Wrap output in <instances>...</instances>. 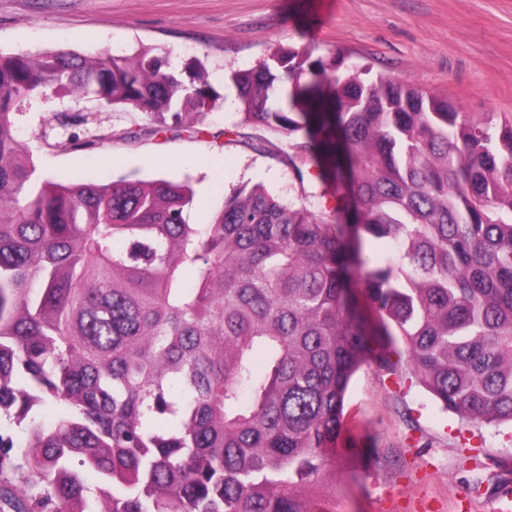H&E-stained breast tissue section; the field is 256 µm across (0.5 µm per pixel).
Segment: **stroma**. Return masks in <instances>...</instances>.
Masks as SVG:
<instances>
[{"mask_svg":"<svg viewBox=\"0 0 512 512\" xmlns=\"http://www.w3.org/2000/svg\"><path fill=\"white\" fill-rule=\"evenodd\" d=\"M279 46L339 51L465 111L512 113V0H0L5 54L149 48L178 66L201 62L221 100L191 129L125 142L148 115L50 90L13 114L37 175L185 180L194 224L246 182L323 207L288 167L287 140L241 123L236 109L231 73ZM78 113L86 124H62ZM75 137L83 148L70 147ZM345 414L363 448L337 456L336 479L319 492L326 512H497L494 491L512 477V426L459 421L416 383L370 363L351 379Z\"/></svg>","mask_w":512,"mask_h":512,"instance_id":"1","label":"stroma"}]
</instances>
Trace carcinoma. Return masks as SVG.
<instances>
[{
	"instance_id": "obj_1",
	"label": "carcinoma",
	"mask_w": 512,
	"mask_h": 512,
	"mask_svg": "<svg viewBox=\"0 0 512 512\" xmlns=\"http://www.w3.org/2000/svg\"><path fill=\"white\" fill-rule=\"evenodd\" d=\"M231 81L336 221L259 184L200 225L186 183L37 180L32 95L144 112L145 137L219 96L149 50L0 53V420L24 433L0 512H325L365 362L512 424V115L305 47Z\"/></svg>"
}]
</instances>
